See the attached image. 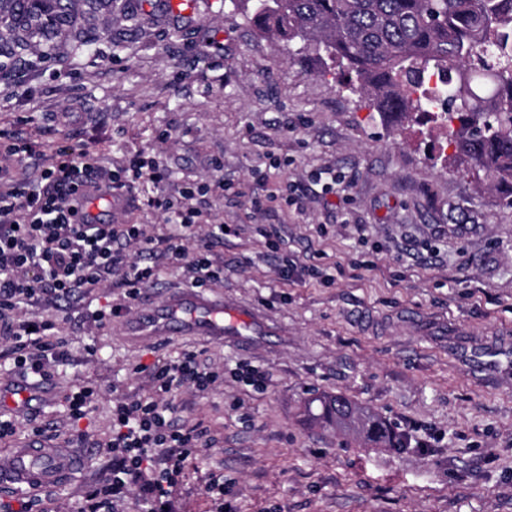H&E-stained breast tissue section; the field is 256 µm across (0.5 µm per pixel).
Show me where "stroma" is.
<instances>
[{"label": "stroma", "instance_id": "stroma-1", "mask_svg": "<svg viewBox=\"0 0 512 512\" xmlns=\"http://www.w3.org/2000/svg\"><path fill=\"white\" fill-rule=\"evenodd\" d=\"M186 4L190 29L137 0L135 22L117 9L97 14L90 49L32 46L35 95L0 103V129L27 116L44 153L66 141L108 167L141 150L158 156L169 182L122 187L113 221L145 225L159 252L166 220L149 198L230 184L232 194L202 202L233 228L214 250L224 280L208 292L261 311L276 333L246 347L194 336L134 342L121 319L101 329L84 320L87 308L120 302L116 282L70 307L37 305L68 357L38 383L36 409L0 403L17 422L0 451L35 443L33 425L63 422L65 394L87 381L98 390L88 431L108 437L113 401L151 391L135 366L186 349L222 365L224 383L175 399L180 418L216 441L188 463L174 512H207L212 471L224 474L231 512H512V354L480 372L467 360L474 347L512 345V198L446 167L443 129L376 112L315 52L290 61L246 11ZM279 158L285 167L273 169ZM321 171L335 173L333 192L316 180ZM289 184L297 208H254ZM287 257L317 275L280 280ZM243 362L264 372L263 384L235 381ZM336 394L416 447L372 448L311 422L314 398ZM85 454V469L49 490L58 512H75L106 466Z\"/></svg>", "mask_w": 512, "mask_h": 512}]
</instances>
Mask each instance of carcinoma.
Instances as JSON below:
<instances>
[{"label": "carcinoma", "mask_w": 512, "mask_h": 512, "mask_svg": "<svg viewBox=\"0 0 512 512\" xmlns=\"http://www.w3.org/2000/svg\"><path fill=\"white\" fill-rule=\"evenodd\" d=\"M259 32L312 48L379 112H426L448 126L453 160L512 190V0H233ZM79 0H54L46 23L34 0H0V45L18 48L73 22ZM319 426L400 448L403 435L343 395L319 399Z\"/></svg>", "instance_id": "cac0c4a2"}]
</instances>
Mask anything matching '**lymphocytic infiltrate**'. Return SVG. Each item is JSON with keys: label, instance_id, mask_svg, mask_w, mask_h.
Here are the masks:
<instances>
[{"label": "lymphocytic infiltrate", "instance_id": "obj_1", "mask_svg": "<svg viewBox=\"0 0 512 512\" xmlns=\"http://www.w3.org/2000/svg\"><path fill=\"white\" fill-rule=\"evenodd\" d=\"M38 156L41 150L34 141L0 131V340L9 343L20 375L44 380L50 365L65 360L64 343L54 336L53 323L33 311L20 315L21 306L32 309L46 300L74 304L102 278L117 274L126 301L92 311L91 322L101 327L126 314L142 289L155 285L159 271L150 259L154 239L143 225L75 223L78 190L94 189L99 180L116 188L136 181L156 185L167 173L154 156L141 151L112 170L100 167L93 154L62 145L42 157L36 179L15 177L14 159ZM208 191V186L189 184L178 196L148 201L174 229L164 258L188 271L193 288L224 278V265L214 260L209 246L223 239L222 226L210 227L207 243L195 250L184 245L207 221L198 199ZM130 247L137 250L138 259L129 260ZM137 370L149 376L152 391L113 403L112 435L96 445L98 452L111 457L112 467L76 512H114V499L134 486L144 495L145 512H173L174 489L186 462L202 445L203 432L180 424L174 400L186 390L203 393L223 384V367L185 351L138 365Z\"/></svg>", "mask_w": 512, "mask_h": 512}]
</instances>
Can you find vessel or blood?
<instances>
[{"label":"vessel or blood","instance_id":"1","mask_svg":"<svg viewBox=\"0 0 512 512\" xmlns=\"http://www.w3.org/2000/svg\"><path fill=\"white\" fill-rule=\"evenodd\" d=\"M108 200L99 207L88 200L78 211L81 222L111 223L119 204L111 187H104ZM126 329L136 340L163 336H202L213 341L235 339L242 332L270 333L267 318L257 311H243L232 301L221 300L195 288H177L167 293L161 304H148ZM85 464L77 452L57 447L29 445L0 452V487L36 492L59 484Z\"/></svg>","mask_w":512,"mask_h":512}]
</instances>
